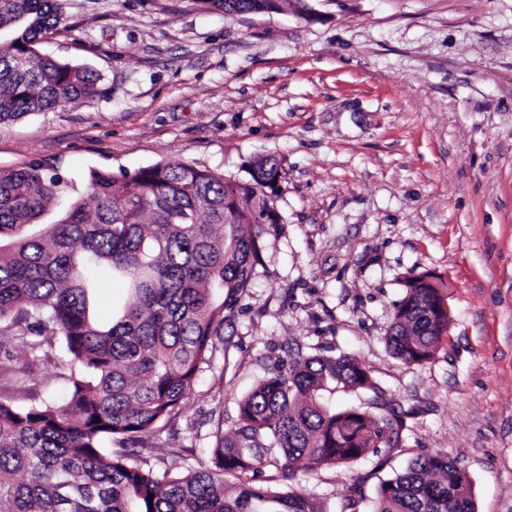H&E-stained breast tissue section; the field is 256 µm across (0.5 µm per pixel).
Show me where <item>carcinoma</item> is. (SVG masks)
Listing matches in <instances>:
<instances>
[{
	"instance_id": "1",
	"label": "carcinoma",
	"mask_w": 512,
	"mask_h": 512,
	"mask_svg": "<svg viewBox=\"0 0 512 512\" xmlns=\"http://www.w3.org/2000/svg\"><path fill=\"white\" fill-rule=\"evenodd\" d=\"M221 13L278 10L289 0H198ZM60 0H0V123L100 94V76L40 53ZM227 179L179 162L117 178L91 170L85 196L39 232L68 181L52 165L0 170V335L36 358L60 343L81 374L62 403L17 406L0 398V512H323L302 492L252 485L273 459L291 472L378 455L400 422L376 415L378 398L336 410L322 392H376L346 355L280 361L238 403L236 428L205 466L172 474L126 448H143L181 413L224 335V312L252 286L261 230L282 167L250 163ZM122 280L126 298L104 321L95 275ZM429 274L405 279L387 345L407 364L427 361L452 322ZM118 443L125 451L108 448ZM373 512H475L465 469L416 458L380 481Z\"/></svg>"
}]
</instances>
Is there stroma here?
Here are the masks:
<instances>
[{"instance_id": "obj_1", "label": "stroma", "mask_w": 512, "mask_h": 512, "mask_svg": "<svg viewBox=\"0 0 512 512\" xmlns=\"http://www.w3.org/2000/svg\"><path fill=\"white\" fill-rule=\"evenodd\" d=\"M224 15L196 0H62L41 53L84 65L101 95L0 123V170L55 164L81 183L180 162L231 179L282 167L253 288L182 414L144 457L179 472L232 434L238 402L287 352L349 355L398 444L260 483L325 512H370L379 479L420 455L463 466L476 512H512V0H306ZM432 275L452 311L433 359L386 347L406 277ZM63 351L32 361L0 336V397L64 400Z\"/></svg>"}]
</instances>
